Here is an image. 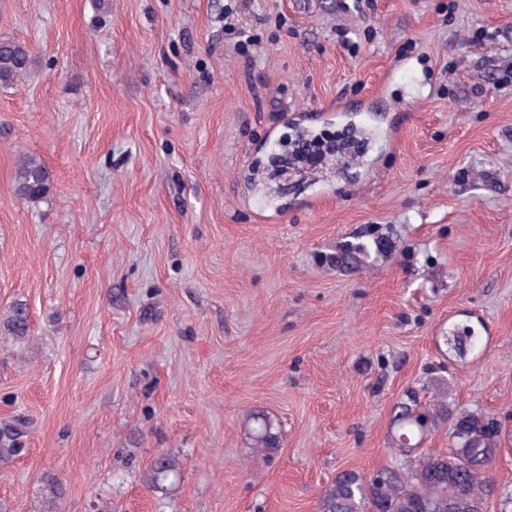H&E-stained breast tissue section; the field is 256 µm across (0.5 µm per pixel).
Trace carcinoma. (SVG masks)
Returning <instances> with one entry per match:
<instances>
[{
	"instance_id": "cac0c4a2",
	"label": "carcinoma",
	"mask_w": 512,
	"mask_h": 512,
	"mask_svg": "<svg viewBox=\"0 0 512 512\" xmlns=\"http://www.w3.org/2000/svg\"><path fill=\"white\" fill-rule=\"evenodd\" d=\"M33 59V50L27 43L0 39V86L17 85ZM12 179L17 196L31 205H38L50 194L49 170L35 153L17 155ZM29 332L27 304L18 301L0 321V336L18 340ZM477 341L468 326L447 338L460 354ZM398 408L399 433L392 452L402 462L371 476L357 471L340 473L321 494L319 512H486V504L497 493L490 464L498 450L488 438L500 435L501 425L484 413L464 410L448 432V452L427 454L420 448L421 442L437 426L446 408L423 409L412 398L399 403ZM249 431L253 447L270 451L277 446L278 434L267 415H252ZM23 434L20 424L0 429V459L8 460L23 451ZM181 470L178 457L162 453L146 471L145 483L166 495L180 479Z\"/></svg>"
}]
</instances>
